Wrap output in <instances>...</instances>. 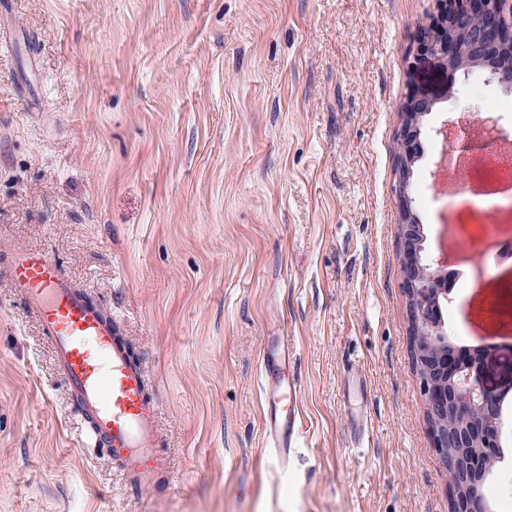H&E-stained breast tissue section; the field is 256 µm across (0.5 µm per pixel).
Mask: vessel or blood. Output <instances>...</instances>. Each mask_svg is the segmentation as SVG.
<instances>
[{
	"label": "vessel or blood",
	"mask_w": 512,
	"mask_h": 512,
	"mask_svg": "<svg viewBox=\"0 0 512 512\" xmlns=\"http://www.w3.org/2000/svg\"><path fill=\"white\" fill-rule=\"evenodd\" d=\"M0 272L14 293L25 297L43 335L50 339L78 415L91 426V443L110 450L133 492L154 489L163 471L157 452V411L143 366L130 360L100 310L69 284L45 251L13 249ZM289 360L284 336L277 337L262 359L265 445L283 458L299 436V384L286 374Z\"/></svg>",
	"instance_id": "vessel-or-blood-1"
}]
</instances>
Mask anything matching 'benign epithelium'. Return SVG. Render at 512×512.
Wrapping results in <instances>:
<instances>
[{"label": "benign epithelium", "mask_w": 512, "mask_h": 512, "mask_svg": "<svg viewBox=\"0 0 512 512\" xmlns=\"http://www.w3.org/2000/svg\"><path fill=\"white\" fill-rule=\"evenodd\" d=\"M439 13L431 34H421L409 61L417 75L436 71L448 80V92L475 67L488 80L512 92V71L486 59L489 50L512 45V0H437ZM434 99L421 81L409 86L402 104L400 155L394 192L401 214L398 224L399 265L411 334L410 356L424 396V412L432 448L448 471L450 512H489L487 501L472 487L484 480L498 459L503 434L502 398L512 382L488 387L483 368L491 353L469 357L447 346L441 318L448 305L447 267L425 247L424 225L417 221L408 193L418 154L415 145Z\"/></svg>", "instance_id": "obj_1"}]
</instances>
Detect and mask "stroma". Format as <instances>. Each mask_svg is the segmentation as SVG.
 <instances>
[{
    "instance_id": "35a3bbf8",
    "label": "stroma",
    "mask_w": 512,
    "mask_h": 512,
    "mask_svg": "<svg viewBox=\"0 0 512 512\" xmlns=\"http://www.w3.org/2000/svg\"><path fill=\"white\" fill-rule=\"evenodd\" d=\"M436 0H0V251L48 252L148 376L164 470L131 496L53 348L0 277V512H449L410 359L393 192L408 59ZM459 79L423 120L431 173L478 139L496 84ZM419 204L431 256L466 258L444 314L512 380L489 210L447 175ZM287 336L300 439L262 434L261 361Z\"/></svg>"
}]
</instances>
